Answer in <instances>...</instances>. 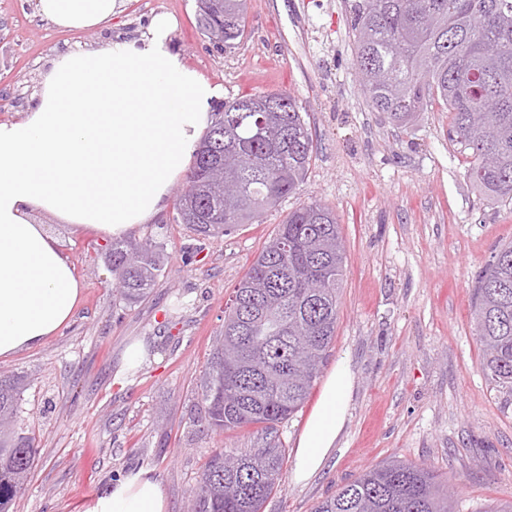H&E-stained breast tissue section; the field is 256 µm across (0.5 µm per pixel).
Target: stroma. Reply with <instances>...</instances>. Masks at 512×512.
I'll use <instances>...</instances> for the list:
<instances>
[{
  "instance_id": "35a3bbf8",
  "label": "stroma",
  "mask_w": 512,
  "mask_h": 512,
  "mask_svg": "<svg viewBox=\"0 0 512 512\" xmlns=\"http://www.w3.org/2000/svg\"><path fill=\"white\" fill-rule=\"evenodd\" d=\"M36 0H0V122L18 119L48 63L107 36L134 38L150 17L177 20L173 46L223 91V101L285 90L305 112L317 156L296 193L262 223L199 237L173 208L132 233L163 247L165 269L141 303H115L105 261L110 238L54 226L81 284L72 323L0 371L30 377L18 424L39 453L9 512H85L136 470L160 484L168 512L188 498L212 452L254 448L253 431L201 424L200 383L224 304L277 224L317 201L330 208L345 247L336 335L325 372L348 360L354 386L345 428L307 483L285 464L262 512H314L366 469L402 460L433 469L455 512L512 503V393L482 365L472 319L479 273L512 241V208L469 180L448 141V112L432 105L411 126L370 107L356 70L348 0H249L247 35L229 51L196 24V0H125L103 27L71 32L39 17ZM142 343L129 367L128 345Z\"/></svg>"
}]
</instances>
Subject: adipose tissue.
<instances>
[{
  "instance_id": "1",
  "label": "adipose tissue",
  "mask_w": 512,
  "mask_h": 512,
  "mask_svg": "<svg viewBox=\"0 0 512 512\" xmlns=\"http://www.w3.org/2000/svg\"><path fill=\"white\" fill-rule=\"evenodd\" d=\"M121 0H37L68 30L105 25ZM174 19L153 16L140 38H107L56 56L21 119L0 122V361L40 345L71 320L80 285L41 213L72 230L124 239L167 206L212 123L219 89L172 48ZM353 389L348 362L328 376L297 440L292 480L307 483L342 433ZM86 512H167L148 471L128 473Z\"/></svg>"
}]
</instances>
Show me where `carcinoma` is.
I'll use <instances>...</instances> for the list:
<instances>
[{
  "mask_svg": "<svg viewBox=\"0 0 512 512\" xmlns=\"http://www.w3.org/2000/svg\"><path fill=\"white\" fill-rule=\"evenodd\" d=\"M247 0H197L203 35L234 49L246 34ZM356 65L371 107L399 126L432 104L449 112L448 140L487 198L512 204V0H352ZM260 125L241 112L254 96L224 103L202 137L190 170L203 192L177 196L174 221L203 237L254 224L304 182L317 151L295 97L286 90ZM234 177L242 197L228 204L210 183ZM120 301L146 298L164 270L161 248L114 241ZM340 225L317 202L290 213L238 282L224 330L200 384L204 422L220 433L254 429L259 448H218L193 490L190 512H260L277 488L286 449L278 424L304 404L336 334L343 277ZM473 321L483 366L512 392V244L478 277ZM28 377L0 372V512L23 489L36 437L16 426ZM315 512H454L430 469L389 461L321 501Z\"/></svg>",
  "mask_w": 512,
  "mask_h": 512,
  "instance_id": "cac0c4a2",
  "label": "carcinoma"
}]
</instances>
